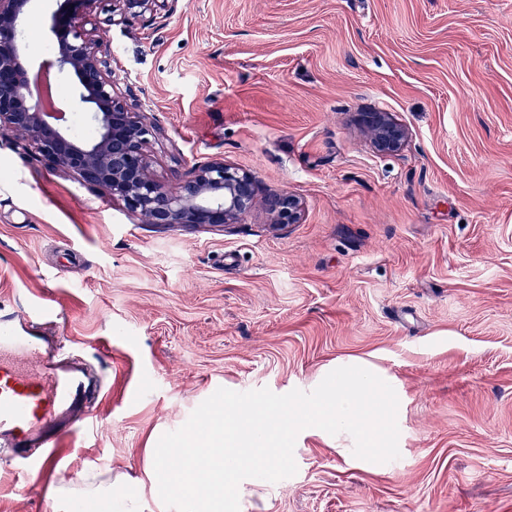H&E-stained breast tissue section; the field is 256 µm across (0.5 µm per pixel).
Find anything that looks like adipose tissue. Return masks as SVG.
<instances>
[{
  "label": "adipose tissue",
  "mask_w": 512,
  "mask_h": 512,
  "mask_svg": "<svg viewBox=\"0 0 512 512\" xmlns=\"http://www.w3.org/2000/svg\"><path fill=\"white\" fill-rule=\"evenodd\" d=\"M52 494L60 512H77L80 505L90 501L105 503L108 512H142L141 496L127 477L108 471H85L59 481Z\"/></svg>",
  "instance_id": "ef3b65f1"
}]
</instances>
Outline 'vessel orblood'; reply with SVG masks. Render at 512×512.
Listing matches in <instances>:
<instances>
[{"instance_id": "b4317fda", "label": "vessel or blood", "mask_w": 512, "mask_h": 512, "mask_svg": "<svg viewBox=\"0 0 512 512\" xmlns=\"http://www.w3.org/2000/svg\"><path fill=\"white\" fill-rule=\"evenodd\" d=\"M101 393L87 362L61 353L30 315L0 319V446L27 469L53 465L52 448Z\"/></svg>"}]
</instances>
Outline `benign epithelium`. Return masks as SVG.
Returning <instances> with one entry per match:
<instances>
[{
  "instance_id": "obj_1",
  "label": "benign epithelium",
  "mask_w": 512,
  "mask_h": 512,
  "mask_svg": "<svg viewBox=\"0 0 512 512\" xmlns=\"http://www.w3.org/2000/svg\"><path fill=\"white\" fill-rule=\"evenodd\" d=\"M40 0H0V135L22 139L55 171L75 176L120 200L146 224L158 227H229L255 203L252 174L222 159L196 167L191 177L172 189L151 171L147 154L156 128L147 122L146 108L132 90L116 92L109 49L90 30L99 0H55L49 17L53 57L32 72L22 38L27 19ZM177 0H112L108 26L141 21L153 25L161 13L174 10ZM73 77L79 102L90 110L95 134L78 140L66 124L65 112L51 91L35 78ZM371 143L380 155L400 153L409 138L407 128L389 112L364 115ZM273 223L300 224L304 204L285 193L271 203Z\"/></svg>"
}]
</instances>
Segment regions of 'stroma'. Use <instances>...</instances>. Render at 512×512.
<instances>
[{"instance_id":"1","label":"stroma","mask_w":512,"mask_h":512,"mask_svg":"<svg viewBox=\"0 0 512 512\" xmlns=\"http://www.w3.org/2000/svg\"><path fill=\"white\" fill-rule=\"evenodd\" d=\"M103 38L150 106L156 178L221 158L256 205L158 228L0 137V314L43 310L105 382L54 471L0 456V512H56L52 485L89 468L143 477L217 388L351 365L394 388L399 458L305 429L297 473L240 512H512V0H179ZM365 112L408 128L400 154ZM288 192L305 219L274 228ZM371 143L380 155L400 153L409 138L407 128L389 112H368L364 115Z\"/></svg>"}]
</instances>
